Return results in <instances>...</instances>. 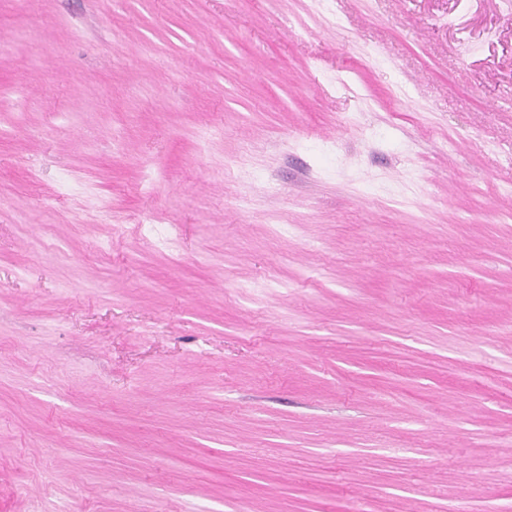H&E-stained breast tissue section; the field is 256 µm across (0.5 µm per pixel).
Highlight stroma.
<instances>
[{
  "label": "stroma",
  "instance_id": "1",
  "mask_svg": "<svg viewBox=\"0 0 512 512\" xmlns=\"http://www.w3.org/2000/svg\"><path fill=\"white\" fill-rule=\"evenodd\" d=\"M0 85V512H512V0H0Z\"/></svg>",
  "mask_w": 512,
  "mask_h": 512
}]
</instances>
